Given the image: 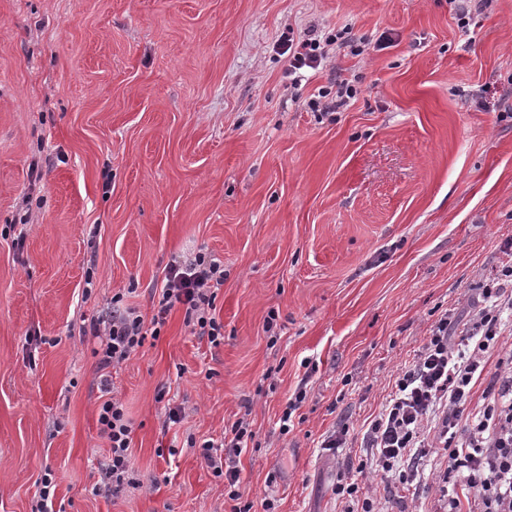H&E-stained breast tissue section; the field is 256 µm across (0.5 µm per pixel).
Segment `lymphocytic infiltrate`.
Listing matches in <instances>:
<instances>
[{
	"mask_svg": "<svg viewBox=\"0 0 512 512\" xmlns=\"http://www.w3.org/2000/svg\"><path fill=\"white\" fill-rule=\"evenodd\" d=\"M349 36L339 31L302 35L286 34L281 49L289 58L288 75L301 81L323 70L330 55L348 46ZM512 282V262L505 265L499 281L485 284L483 308L467 322L446 312L432 326L422 350L399 376L397 391L367 431V449L358 472L374 471L397 477L402 488L417 480L418 465L430 453L448 459L443 482L463 484L476 493L481 512H512V354L500 358V373L486 388L482 411L462 418L474 380L486 367V355L500 333V304L506 282ZM224 285V266L205 253L194 259L175 261L165 269L158 308L144 317L124 305L122 295L112 297L109 318H94L89 333L98 338L95 349L105 396L98 408V429L109 443L108 464L101 471L103 487L120 492L133 485L130 466L132 425L123 403L113 398V367L126 361L147 339H159L169 313L184 311V324L211 346L224 342V324L216 316L215 301ZM439 414L438 433L427 441L424 427L432 414ZM230 438L221 443L188 439V447H199L200 457L212 475L224 479L230 512H251L252 505L240 492L241 471L237 460L254 438L244 421L234 422Z\"/></svg>",
	"mask_w": 512,
	"mask_h": 512,
	"instance_id": "f902f5d3",
	"label": "lymphocytic infiltrate"
}]
</instances>
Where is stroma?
I'll return each mask as SVG.
<instances>
[{"mask_svg": "<svg viewBox=\"0 0 512 512\" xmlns=\"http://www.w3.org/2000/svg\"><path fill=\"white\" fill-rule=\"evenodd\" d=\"M475 5L0 0V512H31L47 473L54 512H229L187 441L238 420L252 512H341L336 485L431 326L469 320L512 259V0ZM311 28L366 48L290 85L278 41ZM338 77L349 106L309 109ZM201 251L224 266V342L175 310L113 369L136 483L112 494L82 320L117 293L152 315L166 265ZM511 351L506 318L466 414ZM341 426L347 447L322 449ZM447 466L424 462L407 512H446Z\"/></svg>", "mask_w": 512, "mask_h": 512, "instance_id": "1", "label": "stroma"}]
</instances>
